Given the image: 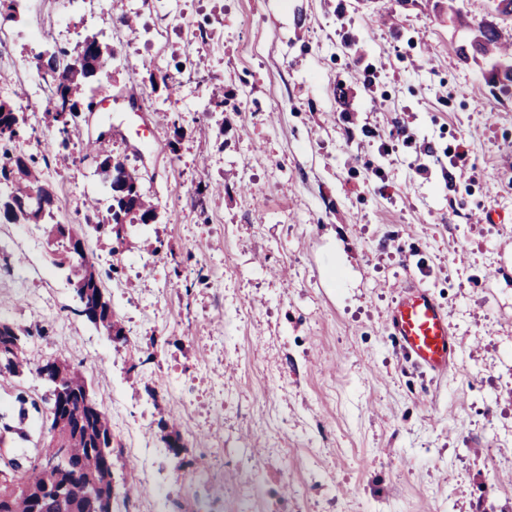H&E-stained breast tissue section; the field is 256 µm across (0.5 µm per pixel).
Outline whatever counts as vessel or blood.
I'll return each mask as SVG.
<instances>
[{
  "mask_svg": "<svg viewBox=\"0 0 512 512\" xmlns=\"http://www.w3.org/2000/svg\"><path fill=\"white\" fill-rule=\"evenodd\" d=\"M391 338L414 364L437 374L454 361L455 339L447 313L430 289L413 285L404 290L388 317Z\"/></svg>",
  "mask_w": 512,
  "mask_h": 512,
  "instance_id": "obj_1",
  "label": "vessel or blood"
}]
</instances>
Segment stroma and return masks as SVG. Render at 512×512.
I'll return each mask as SVG.
<instances>
[{"label":"stroma","instance_id":"1","mask_svg":"<svg viewBox=\"0 0 512 512\" xmlns=\"http://www.w3.org/2000/svg\"><path fill=\"white\" fill-rule=\"evenodd\" d=\"M456 5L453 23L446 0H42L39 44L0 21V99L42 87L24 156L54 140L34 55L115 51L110 111L83 112L44 175L56 221L83 223L88 198L108 214L101 134L155 206L122 245L86 238L119 343L79 315L44 225L0 222V320L40 329L32 362L80 365L115 483L143 488L115 512H512V97L456 54L487 0ZM413 282L457 338L446 375L387 332ZM47 434L1 435L0 466Z\"/></svg>","mask_w":512,"mask_h":512}]
</instances>
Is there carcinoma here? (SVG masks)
I'll return each instance as SVG.
<instances>
[{
    "mask_svg": "<svg viewBox=\"0 0 512 512\" xmlns=\"http://www.w3.org/2000/svg\"><path fill=\"white\" fill-rule=\"evenodd\" d=\"M490 9L497 21H486L459 47L462 61L482 59L485 64L484 80L488 86L502 94L512 95V40L503 38V29L499 22L512 21V0H489ZM114 57L112 48L99 43L96 38H87L72 52H53L48 56H35L37 66L46 67L51 72L54 83L56 111L46 113L47 126L56 129L61 137L59 146L68 147L70 128L75 123L78 112L91 108L96 88L94 84L108 71ZM27 119L24 111L14 102L0 100V186L8 193L0 198V218L8 223L38 224L50 213L53 197L43 183L41 171L36 160L12 153L9 145L24 133ZM100 158L98 166L106 178L118 175L120 186L112 188V204L109 207L112 224L99 237L122 238L125 224L146 223L147 218L155 216V211L146 194L143 193L139 178L128 171L120 161L111 159L106 146L100 144L94 148ZM85 226L67 225L62 229L59 224L50 225L48 235L55 241V250L69 262L72 272L70 283L76 294L85 296L87 304L100 308L99 321L108 334L123 335V329L115 319L110 301L105 297L101 285L103 272L92 253L74 256L69 251L72 238H83L86 231L97 224V202L85 203ZM19 336V347L10 355L0 353V378L18 376L30 368L24 345L31 337L27 329L15 328ZM48 394L41 401L30 400L22 393L15 397L13 423L5 422L0 415V430L13 433L21 439L27 438L29 412L41 416L42 422L49 424L48 432L58 435L60 446L47 448L26 468L23 482L16 489L0 485V492H7L10 500L2 504L5 512H31V503L43 492L48 483L46 472L40 468V460L65 451L72 462L66 480L71 493L85 488L104 487L110 484L111 470L106 464L109 450L99 448V444H108L112 436V426L108 415L92 398H86V381L83 374L66 360H54V368L44 379ZM63 389L70 397L73 415L84 418L85 424L80 432L68 429L64 416L53 410L50 395L57 389Z\"/></svg>",
    "mask_w": 512,
    "mask_h": 512,
    "instance_id": "cac0c4a2",
    "label": "carcinoma"
}]
</instances>
